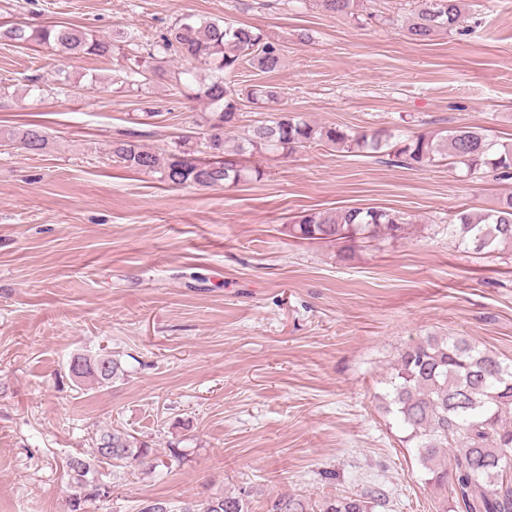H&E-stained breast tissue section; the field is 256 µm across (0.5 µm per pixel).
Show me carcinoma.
Returning <instances> with one entry per match:
<instances>
[{"label":"carcinoma","instance_id":"cac0c4a2","mask_svg":"<svg viewBox=\"0 0 512 512\" xmlns=\"http://www.w3.org/2000/svg\"><path fill=\"white\" fill-rule=\"evenodd\" d=\"M319 2L328 12L354 16V0ZM462 18L461 0H420L406 29L412 40L428 42L440 33L462 28ZM2 40L50 45L69 58L110 60L114 53L124 52L114 41L75 25H0ZM125 42L133 46L135 54L127 58L129 64L118 77L123 84L139 87L142 78L175 58L185 62L176 77L181 84L194 81L200 67L211 73L210 81L200 87L210 111L195 129L179 137L173 149L158 152L131 140L112 142L116 162L157 174L169 186L212 188L256 181L263 172L229 154L286 156L311 145L385 154L410 167L448 159L470 172L487 166L501 179L512 178V147L490 140L476 127H461L449 135L409 136L399 130L349 131L319 126L301 116L279 112L244 129L234 138L230 151L228 134L238 127L242 116L240 95L261 108L272 109L279 103L280 91L270 85H252L242 91L227 77L247 65L264 72L278 69L282 62L279 45L257 28L193 15L177 19L155 42L141 44L134 33L127 35ZM7 136L31 155L42 153L48 144L46 133L36 125ZM403 221L396 211L349 208L334 215L304 213L288 226V232L301 240L376 239L384 231H399ZM448 229L478 253L511 249L512 193L484 213L455 212ZM68 372L77 381L91 379L105 385L119 377V366L109 355L76 356ZM384 383L382 408L398 421L405 447L414 449L428 481L440 490L439 512H512V480L504 479L512 461V361L466 336H428L398 353ZM150 453V448L128 432L115 429L101 433L93 458L72 456L67 461L73 488L70 512H86L87 502L109 494L107 485L88 478L94 464H143ZM380 506L377 495L337 494L323 499L318 512H375ZM271 509L307 512L302 500L290 495L275 498ZM139 512H249L248 495L224 494L182 504L149 499Z\"/></svg>","mask_w":512,"mask_h":512}]
</instances>
